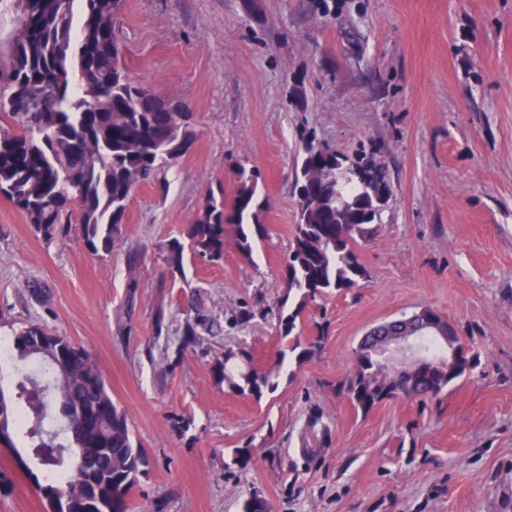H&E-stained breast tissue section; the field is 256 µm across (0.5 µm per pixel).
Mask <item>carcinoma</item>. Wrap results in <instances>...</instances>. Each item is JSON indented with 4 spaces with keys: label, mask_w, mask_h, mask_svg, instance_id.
Instances as JSON below:
<instances>
[{
    "label": "carcinoma",
    "mask_w": 512,
    "mask_h": 512,
    "mask_svg": "<svg viewBox=\"0 0 512 512\" xmlns=\"http://www.w3.org/2000/svg\"><path fill=\"white\" fill-rule=\"evenodd\" d=\"M27 2L36 24L0 59V194L47 241L66 236L78 215L83 246L109 255L135 188L161 181L190 149L191 112L174 107L121 65L115 19L123 0ZM258 178L257 170L242 168L231 202L208 198L185 231L187 243H170L171 269H181L186 247L208 261L223 259L230 227L240 252L252 257L267 237ZM294 195L299 219L285 264L288 294L277 302L276 315L288 353L301 360L320 350L321 339L303 340L300 315L366 278L358 248L372 240L383 208L367 185L337 175L336 153L313 141L303 145ZM199 325L198 317L186 321L177 352L204 342ZM452 341L457 367H448V346L424 338L414 355L422 374L408 378L389 376L385 357L362 342L354 372L336 391L363 412L402 393L436 398L473 368L465 341L459 335ZM8 358L15 385L12 394L0 387V438L12 444L21 438L29 449H71L81 457L78 466L53 455L33 463L67 477L57 488L99 494L95 512H128L144 452L91 353L31 322L12 332ZM216 371L232 390L258 399L278 388V376L255 369L244 350L225 352ZM57 419L68 425L63 435L47 429ZM326 420L322 410L308 411L293 467L311 465L327 445Z\"/></svg>",
    "instance_id": "cac0c4a2"
}]
</instances>
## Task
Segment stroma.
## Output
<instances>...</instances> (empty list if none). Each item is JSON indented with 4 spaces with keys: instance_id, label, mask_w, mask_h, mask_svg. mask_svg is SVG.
I'll use <instances>...</instances> for the list:
<instances>
[{
    "instance_id": "35a3bbf8",
    "label": "stroma",
    "mask_w": 512,
    "mask_h": 512,
    "mask_svg": "<svg viewBox=\"0 0 512 512\" xmlns=\"http://www.w3.org/2000/svg\"><path fill=\"white\" fill-rule=\"evenodd\" d=\"M133 79L186 102L195 141L137 187L110 255L72 226L46 241L0 197V337L29 321L87 349L148 467L130 512H512V0H125L117 21ZM379 163L390 185L359 256V288L310 304L321 349L283 364L271 310L286 292L305 140ZM259 173L269 235L244 257L168 245L210 195ZM448 319L476 364L439 398L361 412L336 393L373 326L422 308ZM203 345L161 366L184 322ZM278 373L277 390H230L225 350ZM331 439L290 471L310 406ZM248 448L251 464L232 465ZM19 451L0 447V512H47Z\"/></svg>"
}]
</instances>
